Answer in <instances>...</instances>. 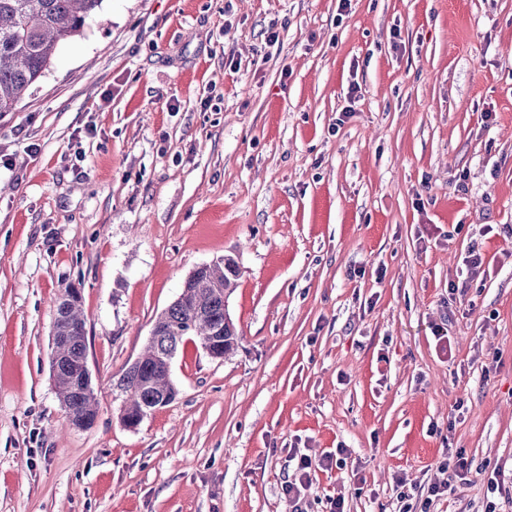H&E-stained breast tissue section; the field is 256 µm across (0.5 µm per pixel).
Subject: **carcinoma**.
I'll return each instance as SVG.
<instances>
[{
  "label": "carcinoma",
  "mask_w": 512,
  "mask_h": 512,
  "mask_svg": "<svg viewBox=\"0 0 512 512\" xmlns=\"http://www.w3.org/2000/svg\"><path fill=\"white\" fill-rule=\"evenodd\" d=\"M102 0H0V112H12L50 66L59 43L78 34ZM239 264L231 256L216 260L182 289L156 318L140 356L120 375L125 396L121 420L138 421L173 401L176 386L165 362L173 360L187 338L204 347L224 342V355L238 344V331L226 302L235 291ZM52 376L68 421L91 427L98 415L93 388H84L76 367L87 358L85 322L80 299L63 297L53 324Z\"/></svg>",
  "instance_id": "1"
}]
</instances>
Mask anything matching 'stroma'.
Returning a JSON list of instances; mask_svg holds the SVG:
<instances>
[{
    "label": "stroma",
    "instance_id": "stroma-1",
    "mask_svg": "<svg viewBox=\"0 0 512 512\" xmlns=\"http://www.w3.org/2000/svg\"><path fill=\"white\" fill-rule=\"evenodd\" d=\"M488 224L512 225V0H102L0 114V512H291L296 451H344L304 512H398V477L446 481L450 448L512 469V243ZM475 243L468 307L448 284ZM224 255L238 349L186 341L175 400L126 428L113 380ZM70 289L88 429L50 369ZM487 497L475 474L431 512Z\"/></svg>",
    "mask_w": 512,
    "mask_h": 512
}]
</instances>
